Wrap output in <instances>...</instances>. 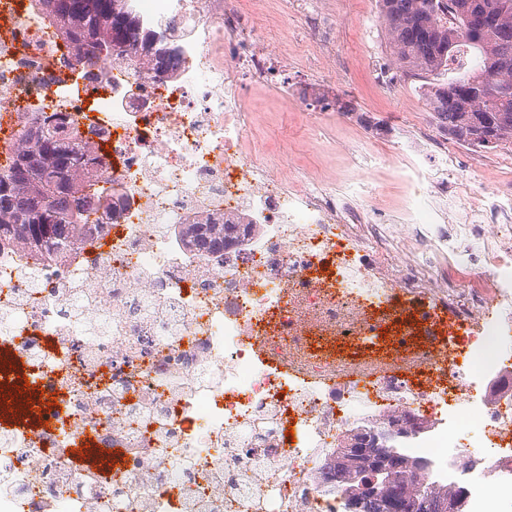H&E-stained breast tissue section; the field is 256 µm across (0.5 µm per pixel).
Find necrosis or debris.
<instances>
[{
    "label": "necrosis or debris",
    "mask_w": 512,
    "mask_h": 512,
    "mask_svg": "<svg viewBox=\"0 0 512 512\" xmlns=\"http://www.w3.org/2000/svg\"><path fill=\"white\" fill-rule=\"evenodd\" d=\"M132 2L163 76L112 55L83 78L0 0V172L36 110L64 112L124 200L82 214L76 257L0 251V393L29 399L0 402V512H343L328 466L363 423L403 431L469 512H512V184L411 137L383 160V227L364 176L298 185L252 146L249 99H294L279 19ZM223 222L252 230L219 254L181 234ZM385 336L397 356L362 357ZM376 198L382 207L393 208L398 201V190L390 177L378 172L374 175Z\"/></svg>",
    "instance_id": "1"
}]
</instances>
